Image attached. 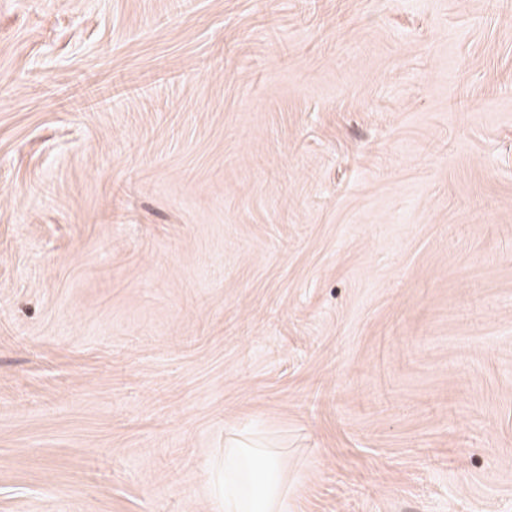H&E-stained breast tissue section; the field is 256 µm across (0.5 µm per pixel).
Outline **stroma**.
<instances>
[{
	"label": "stroma",
	"mask_w": 512,
	"mask_h": 512,
	"mask_svg": "<svg viewBox=\"0 0 512 512\" xmlns=\"http://www.w3.org/2000/svg\"><path fill=\"white\" fill-rule=\"evenodd\" d=\"M512 512V0H0V512ZM224 446V480L222 472H217L216 483L224 512H288L286 478L279 458L235 440ZM256 459H260L259 470L254 466Z\"/></svg>",
	"instance_id": "obj_1"
}]
</instances>
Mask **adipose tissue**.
Here are the masks:
<instances>
[{
	"label": "adipose tissue",
	"instance_id": "1",
	"mask_svg": "<svg viewBox=\"0 0 512 512\" xmlns=\"http://www.w3.org/2000/svg\"><path fill=\"white\" fill-rule=\"evenodd\" d=\"M224 477L216 483L224 512H288L284 469L277 456L228 441Z\"/></svg>",
	"mask_w": 512,
	"mask_h": 512
}]
</instances>
